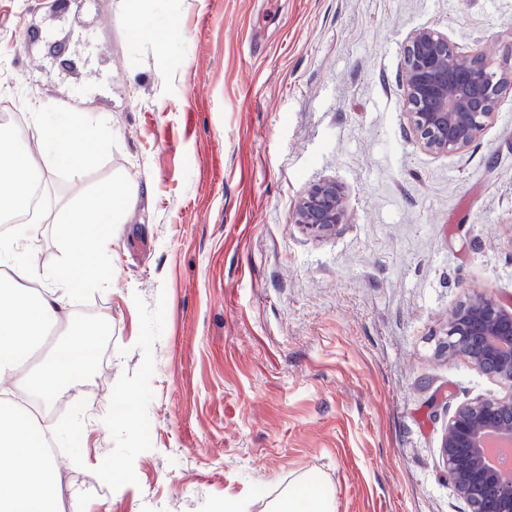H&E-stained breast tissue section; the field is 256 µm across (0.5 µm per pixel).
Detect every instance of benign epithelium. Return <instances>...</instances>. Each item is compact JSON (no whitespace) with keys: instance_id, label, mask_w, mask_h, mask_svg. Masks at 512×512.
I'll return each instance as SVG.
<instances>
[{"instance_id":"benign-epithelium-1","label":"benign epithelium","mask_w":512,"mask_h":512,"mask_svg":"<svg viewBox=\"0 0 512 512\" xmlns=\"http://www.w3.org/2000/svg\"><path fill=\"white\" fill-rule=\"evenodd\" d=\"M69 43L68 39L52 43L63 69L74 68ZM402 56V108L409 133L424 150L438 156L458 154L472 145L512 87V76L492 68L478 54L460 62L454 43L431 27L413 31ZM346 213L343 186L322 181L300 198L289 223L324 234L345 223ZM439 352L467 359L474 369L512 389V302L484 292L469 295L448 314ZM490 437L512 441V393L456 408L441 438L442 466L469 512H512V479L486 463Z\"/></svg>"}]
</instances>
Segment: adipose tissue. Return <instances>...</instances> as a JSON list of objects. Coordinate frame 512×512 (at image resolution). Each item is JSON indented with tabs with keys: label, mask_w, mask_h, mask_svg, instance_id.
I'll use <instances>...</instances> for the list:
<instances>
[{
	"label": "adipose tissue",
	"mask_w": 512,
	"mask_h": 512,
	"mask_svg": "<svg viewBox=\"0 0 512 512\" xmlns=\"http://www.w3.org/2000/svg\"><path fill=\"white\" fill-rule=\"evenodd\" d=\"M109 145V133L87 114L70 112L58 121L35 119L33 133L0 125V217L25 211L31 187L41 175L40 157L53 159L72 177H79L91 152ZM137 196V186L123 177L105 189L79 195L73 207L55 218L64 269L75 272L62 280L59 272H38L29 252L27 232L0 241V386L25 388L51 403L60 394L83 395L77 387L87 370L80 344H95L97 331L78 318L70 298L95 285L99 270L91 254L112 241L108 225L123 223ZM63 336L62 345L41 344L44 332ZM43 430L36 417L12 407L0 415V512H57L59 472L44 452ZM270 512H336L335 494L327 479L308 473L289 480Z\"/></svg>",
	"instance_id": "ef3b65f1"
}]
</instances>
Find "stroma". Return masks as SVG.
Returning <instances> with one entry per match:
<instances>
[{"label":"stroma","instance_id":"35a3bbf8","mask_svg":"<svg viewBox=\"0 0 512 512\" xmlns=\"http://www.w3.org/2000/svg\"><path fill=\"white\" fill-rule=\"evenodd\" d=\"M0 0V100L84 112L110 147L80 177L44 161L45 212L120 174L138 186L101 276L75 309L111 334L105 403L51 410L95 512H266L317 472L337 512H467L444 476L455 408L511 389L439 356L474 291L512 298V90L482 135L439 157L407 131L406 38L447 34L463 57L512 60V0ZM72 46L62 69L32 28ZM347 190L317 237L288 216L313 183Z\"/></svg>","mask_w":512,"mask_h":512}]
</instances>
